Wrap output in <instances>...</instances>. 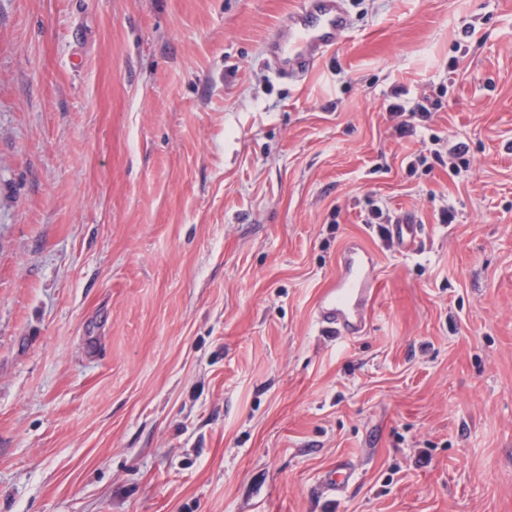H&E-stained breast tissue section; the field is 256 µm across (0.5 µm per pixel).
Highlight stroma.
Instances as JSON below:
<instances>
[{"label":"stroma","mask_w":512,"mask_h":512,"mask_svg":"<svg viewBox=\"0 0 512 512\" xmlns=\"http://www.w3.org/2000/svg\"><path fill=\"white\" fill-rule=\"evenodd\" d=\"M300 6L0 0V512H512V0H347L288 80ZM293 17L288 42L272 48L277 69L286 77L304 74L347 33L343 0H307ZM436 106L428 97L422 99L412 98L405 102H394L389 105V112L393 117H407L402 119L395 126V131L399 136L413 132L416 128L413 121L427 122L432 117V109ZM413 120V121H411ZM393 216L390 214V210L385 209L379 205L371 204L364 214L363 224H379L378 226L383 232V236L390 240L384 233V227L382 224H388L387 234L392 240H395L398 244L408 248L412 245L413 230L415 224V218L411 214L403 215L398 224L394 223ZM377 269L372 253L359 246L346 249L338 272L322 288L314 316L324 331L354 338L368 326V304L372 299Z\"/></svg>","instance_id":"obj_1"}]
</instances>
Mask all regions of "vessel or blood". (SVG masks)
Returning <instances> with one entry per match:
<instances>
[{"label":"vessel or blood","instance_id":"obj_1","mask_svg":"<svg viewBox=\"0 0 512 512\" xmlns=\"http://www.w3.org/2000/svg\"><path fill=\"white\" fill-rule=\"evenodd\" d=\"M349 19L343 0H305L293 18L287 43L273 47L272 58L283 75L302 74L347 33ZM415 218L403 215L388 225L387 233L398 244H412ZM377 269L372 253L363 247L346 249L338 272L322 288L314 316L324 331L353 338L368 326V304L372 299Z\"/></svg>","mask_w":512,"mask_h":512}]
</instances>
